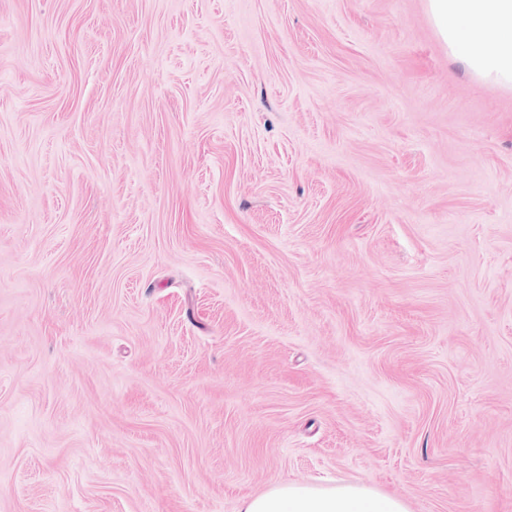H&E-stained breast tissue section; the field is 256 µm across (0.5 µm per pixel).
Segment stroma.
Here are the masks:
<instances>
[{
	"label": "stroma",
	"instance_id": "obj_1",
	"mask_svg": "<svg viewBox=\"0 0 512 512\" xmlns=\"http://www.w3.org/2000/svg\"><path fill=\"white\" fill-rule=\"evenodd\" d=\"M281 480L512 512V86L427 0H0V512Z\"/></svg>",
	"mask_w": 512,
	"mask_h": 512
}]
</instances>
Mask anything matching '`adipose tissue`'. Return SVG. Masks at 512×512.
Masks as SVG:
<instances>
[{
    "instance_id": "adipose-tissue-1",
    "label": "adipose tissue",
    "mask_w": 512,
    "mask_h": 512,
    "mask_svg": "<svg viewBox=\"0 0 512 512\" xmlns=\"http://www.w3.org/2000/svg\"><path fill=\"white\" fill-rule=\"evenodd\" d=\"M448 51L481 80L512 86V0H428ZM237 512H410L399 497L360 484L277 482L242 499Z\"/></svg>"
}]
</instances>
